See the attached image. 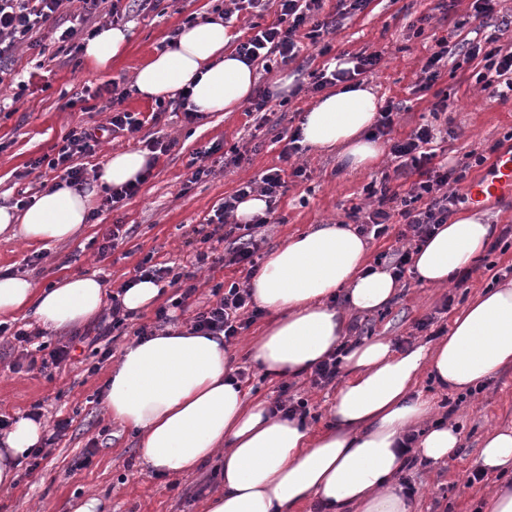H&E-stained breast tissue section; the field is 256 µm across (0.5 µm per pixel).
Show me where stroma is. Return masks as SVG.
<instances>
[{
    "mask_svg": "<svg viewBox=\"0 0 512 512\" xmlns=\"http://www.w3.org/2000/svg\"><path fill=\"white\" fill-rule=\"evenodd\" d=\"M436 3L370 0L364 11L345 19L337 30L332 55L380 53L376 72L366 83L381 100L402 104L395 137H406L420 124H431L442 133L437 145L439 160L455 165L472 147L506 143L512 133V97L504 101L488 98L478 80L483 70L481 60H465L459 50L460 44L474 38L479 26L472 16L471 0H448L447 9L441 11L436 10ZM224 7V0H143L121 22L129 32L127 51L103 70L92 69L80 55L67 59L46 31L40 36L41 51L20 49L15 69L23 85L0 90V99L5 102L0 109V206L14 204L21 188L38 187L40 180L30 173V162L51 153L72 128L105 123L106 113L69 106L74 92L85 86H106L128 93L138 65L165 51L171 32L187 23L189 16L215 17L223 14ZM429 10L435 13L431 25L417 31V17ZM448 34L455 48L433 93L414 94L411 87L435 37ZM326 62V57L308 45L292 63L274 62L269 70L259 71L258 88L275 92L268 121L241 109L211 112L190 123L181 109L171 105L159 123L148 122L138 133L108 140L106 150L138 149L143 140L159 132L173 139L175 145L159 155L151 177L135 197L114 210L96 206L77 239L45 246L0 242V273L27 275L42 287L67 276L93 275L112 293L134 277L135 266L150 254L175 271L194 272L197 291L188 307L169 311L172 325L190 323L195 312L215 303L212 288L216 283L245 280L233 266L194 270L195 228L206 223L239 183L260 178L267 169L278 166L284 138L299 126L303 113L317 99L307 87L308 74ZM438 94L447 97V111H432ZM122 107L148 116L157 105L128 93ZM214 144L219 145V152L205 160L213 169L212 175L206 181L189 183L191 161L198 151ZM242 151L247 152V161L232 167L231 159ZM294 161L306 167L309 177L289 181L280 202L268 214L261 254L316 225L345 221L352 207H367L364 186L395 166L387 154L371 169L351 170L341 166L336 154L310 147ZM115 224L128 227L130 233L112 254L100 256L102 236ZM491 259L496 263L494 271H487L483 260H476L474 272L461 288L411 282L392 304L360 316L367 337H386L399 349L428 342L429 333L417 329L418 321L431 316L436 326L451 327L467 303L487 288L492 272L512 281V235L501 242ZM271 321V315H262L230 346L235 365L246 367L251 374L252 397L270 402L278 396L279 383L259 371L251 342ZM95 334V327L90 325L80 333L34 338L24 348L13 340L0 339V415L23 416L38 403L47 426L59 420L69 423L36 470L19 465L13 488L0 493V512H70V503L90 491L104 500V512H206L209 496L222 484L221 471L207 463L185 477L146 472L133 430L121 427L106 412L103 387L112 363L99 361L89 342ZM65 344L73 347L71 365L28 369L30 358L48 357ZM484 385L482 392L462 398L440 387L429 373H422L417 385L422 397L437 405L446 399L458 401L451 419L458 428L461 451L436 467L418 464L406 470V477L418 489L411 512H487L495 479L489 476L473 485L466 479L488 432L497 426L512 427V365L485 380ZM291 391L307 399V422L313 429L328 425L335 387L315 388L303 377L295 380Z\"/></svg>",
    "mask_w": 512,
    "mask_h": 512,
    "instance_id": "35a3bbf8",
    "label": "stroma"
}]
</instances>
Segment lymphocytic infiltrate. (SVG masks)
<instances>
[{"instance_id":"1","label":"lymphocytic infiltrate","mask_w":512,"mask_h":512,"mask_svg":"<svg viewBox=\"0 0 512 512\" xmlns=\"http://www.w3.org/2000/svg\"><path fill=\"white\" fill-rule=\"evenodd\" d=\"M270 2L276 8L277 20L237 45L236 52L244 61L253 63L276 56L281 63H289L295 59L305 39L317 47L319 55H327L332 50L328 35L336 33L348 15L363 11L369 0H337L335 12L328 14L323 11V0ZM104 4L109 7L105 13L100 10ZM66 9L71 12L70 24L60 30L56 41L60 52L70 57L83 49L77 41L79 35L96 36L93 24L97 17L105 14L112 18L120 13L117 0H0V85L15 80L13 65L17 49L23 45L37 48L36 34L45 30L48 24L58 22ZM465 56L482 58L485 72L480 80L489 97L504 100L512 94L511 45L500 44L498 36L490 34L484 40L467 42ZM380 60L379 53H361L352 56L351 67L310 72L311 89L318 92L326 86L372 73ZM122 100V94L111 93L105 104L109 113L106 125L71 129L55 155L35 159L32 169L47 168L70 187L82 189L87 177L84 168L76 164V157L96 155L104 134L120 131L134 134L141 130L145 121L159 119L155 112L144 120L137 113L122 110ZM400 110V105L387 103L377 124L378 135L389 140L396 165L392 173L383 174L380 180L370 181L365 186L368 198L375 201L374 207L365 210L356 206L349 213L363 236L376 240L395 235L397 248L381 253L380 258L398 281L405 280L411 272L412 255L416 249L453 214L460 201L456 185L466 180L471 166L483 165L487 159L486 149L475 148L467 152V161L462 165L450 167L436 163L433 146L436 136L429 125L419 126L406 139H392L394 118ZM300 140V131H293L280 154L281 166L268 169L260 181L241 183L219 204L214 213L216 227L223 230L225 238L232 240L233 246L222 255L211 251L197 252V266L213 269L237 265L243 267L247 275L257 273L259 235L267 220L258 217L251 223L242 224L235 220L234 212L240 201L256 194L264 197L267 205H275L285 193L288 178H306V169L291 163L292 157L302 149ZM412 173L417 174V181L403 186V178ZM261 314V309L252 300L250 288L234 282L216 303L194 315L192 327L202 332L223 334L225 343L229 344Z\"/></svg>"}]
</instances>
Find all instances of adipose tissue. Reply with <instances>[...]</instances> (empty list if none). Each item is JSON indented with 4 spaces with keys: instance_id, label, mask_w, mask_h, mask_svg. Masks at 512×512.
Segmentation results:
<instances>
[{
    "instance_id": "1",
    "label": "adipose tissue",
    "mask_w": 512,
    "mask_h": 512,
    "mask_svg": "<svg viewBox=\"0 0 512 512\" xmlns=\"http://www.w3.org/2000/svg\"><path fill=\"white\" fill-rule=\"evenodd\" d=\"M222 20L182 26L177 45L144 61L133 87L146 100L190 89L201 113L233 112L249 101L256 68L241 62ZM129 41L127 30L104 27L85 46L93 68L105 69ZM379 101L362 83L338 84L304 113L302 142L337 149L353 169L377 164L382 146L369 138ZM150 155L116 149L97 172L100 187L121 186L143 173ZM92 191L55 186L26 209L0 206V240L53 243L73 239L93 209ZM493 227L479 212L440 225L415 253L420 284L444 287L485 249ZM257 305L274 319L253 343L259 368L272 377L310 372L337 352L348 331L345 311L331 305L345 290L350 309L372 313L388 305L399 284L372 267L368 245L354 226L324 224L292 236L270 252L250 281ZM107 290L96 277L75 275L50 286L0 273V316H32L51 336L97 318ZM348 308V309H349ZM512 364V282L484 290L434 345L395 349L386 338L358 344L341 358L344 380L320 432L275 415L232 380L233 357L223 336L174 328L123 346L104 388L113 421L135 431L149 471L173 477L212 462L224 488L207 512H300L318 500L323 512H411L395 479L406 455L402 441L418 432L416 453L438 464L459 446L456 430L430 424L431 404L416 392L423 370L446 389L463 391ZM41 422L17 418L0 437V490L10 489L21 459L42 435ZM484 472L512 471V429L484 439L476 460Z\"/></svg>"
}]
</instances>
